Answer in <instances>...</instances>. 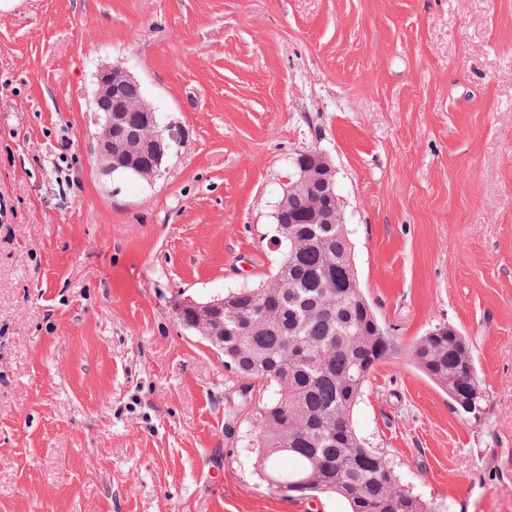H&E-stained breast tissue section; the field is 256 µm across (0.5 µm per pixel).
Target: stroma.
Masks as SVG:
<instances>
[{"instance_id":"stroma-1","label":"stroma","mask_w":512,"mask_h":512,"mask_svg":"<svg viewBox=\"0 0 512 512\" xmlns=\"http://www.w3.org/2000/svg\"><path fill=\"white\" fill-rule=\"evenodd\" d=\"M112 64L176 128L149 184L97 164L94 78ZM312 149L397 340L357 433L448 512H512V0L0 13V512H348L258 476L237 377L176 316L271 274L272 213ZM444 323L470 343L479 413L406 354Z\"/></svg>"}]
</instances>
